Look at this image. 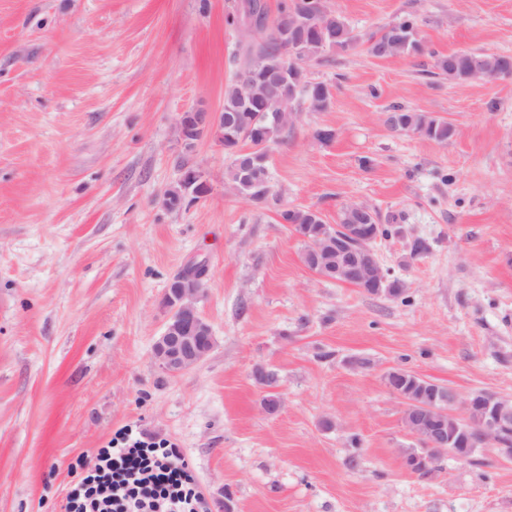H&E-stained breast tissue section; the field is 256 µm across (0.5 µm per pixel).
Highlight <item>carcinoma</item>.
Masks as SVG:
<instances>
[{"label":"carcinoma","mask_w":512,"mask_h":512,"mask_svg":"<svg viewBox=\"0 0 512 512\" xmlns=\"http://www.w3.org/2000/svg\"><path fill=\"white\" fill-rule=\"evenodd\" d=\"M259 27V37L248 36L243 44L244 70H249L257 60L265 64H286L290 62L287 40L275 35L280 30L282 18L292 13L304 15L316 12L317 27L306 33L304 47L311 59H319L328 52L329 46L345 52L361 44L367 45V52L376 58L409 56L421 51L416 39V20L411 15L404 16L394 25H385L377 32L362 40L354 34L348 22L332 13L324 0H280L276 14L271 16L261 0H248ZM436 69L451 81L469 80V71L477 69L484 79L512 77V55L482 54L468 51H455L439 55L435 60ZM309 103L314 110H325L331 102L330 87L324 82H311L307 79L305 67L296 65L291 76L271 83L265 75L252 77L244 84L240 76L224 89V106L221 114L237 118V125L224 128L222 145L224 153L231 158L227 171V183L238 190L239 194L255 198V202L267 200L270 189L268 179V154L263 150H253L259 144L271 145L288 133V127L274 122L273 115L297 110L299 102ZM386 123L398 132L412 133L424 139L440 144L450 141L455 130L443 119L422 112H411L395 107L388 113ZM251 157V168L246 170L238 160L243 156ZM208 193V188L200 176H190L179 180L165 193V206L179 209L187 201L188 195L199 199ZM282 224H308V235L313 237L326 233H342L346 224H368L374 238H388L401 233V227L394 224H381L370 211L357 212L344 208L336 226L317 219L310 220V211L298 208L284 209L279 212ZM396 388L407 392L412 398L425 400L427 389L424 381L418 377L403 379L395 377Z\"/></svg>","instance_id":"cac0c4a2"}]
</instances>
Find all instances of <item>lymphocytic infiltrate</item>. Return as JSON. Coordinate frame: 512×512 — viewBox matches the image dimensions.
<instances>
[{
	"mask_svg": "<svg viewBox=\"0 0 512 512\" xmlns=\"http://www.w3.org/2000/svg\"><path fill=\"white\" fill-rule=\"evenodd\" d=\"M66 512H210L175 445L124 426L87 462Z\"/></svg>",
	"mask_w": 512,
	"mask_h": 512,
	"instance_id": "1",
	"label": "lymphocytic infiltrate"
}]
</instances>
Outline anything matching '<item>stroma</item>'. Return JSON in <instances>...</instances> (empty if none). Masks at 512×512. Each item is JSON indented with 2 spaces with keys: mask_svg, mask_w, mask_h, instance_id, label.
Listing matches in <instances>:
<instances>
[{
  "mask_svg": "<svg viewBox=\"0 0 512 512\" xmlns=\"http://www.w3.org/2000/svg\"><path fill=\"white\" fill-rule=\"evenodd\" d=\"M238 2L0 0V512H65L77 458L128 424L180 448L213 512H512L492 447L428 479L402 468L418 442L385 383L404 369L512 398V77L434 67L512 54V0H327L362 37L415 16L422 50L306 63L332 102L301 104L272 145L262 204L226 184L213 136L188 152L176 134L182 112L222 109ZM395 106L453 139L390 129ZM185 164L210 191L166 209ZM351 204L402 226L374 249L404 298L321 279L278 218L334 225ZM199 258L214 346L173 377L152 358L162 298ZM260 367L279 416L261 410ZM482 79L512 77V55L482 54L468 51H455L439 55L435 60L436 69L451 81H467L469 71L474 69Z\"/></svg>",
  "mask_w": 512,
  "mask_h": 512,
  "instance_id": "35a3bbf8",
  "label": "stroma"
}]
</instances>
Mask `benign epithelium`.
Returning a JSON list of instances; mask_svg holds the SVG:
<instances>
[{
	"instance_id": "1",
	"label": "benign epithelium",
	"mask_w": 512,
	"mask_h": 512,
	"mask_svg": "<svg viewBox=\"0 0 512 512\" xmlns=\"http://www.w3.org/2000/svg\"><path fill=\"white\" fill-rule=\"evenodd\" d=\"M313 17H288V24L281 32L290 41L289 57L292 63L306 64L305 51L300 43L303 29L314 24ZM222 117H214L209 112L192 109L181 113L177 130L182 146H194L188 138L190 129L205 131L221 122ZM310 250L317 253L336 252V264L323 268L319 276L323 279L359 284L380 285L388 280L387 270L381 264L375 250L365 246L363 252L355 254L346 245V240L338 236L336 240L319 241L304 238ZM208 269L203 262H191L171 278L165 290L168 301V319L163 331L152 346V357L158 367L178 375L203 362L213 349L210 340L212 329L200 313L198 303L206 293ZM435 398L446 408L435 405L412 406L407 396H402L404 411L407 412L414 429L411 434L419 441L420 447L407 450L401 455L403 468L424 478L436 472L434 460L448 455L456 460L468 459V448L474 445H494L497 458L505 463L512 462V445L504 440V435L512 430V398L487 392H473L460 399L453 388L436 385ZM460 409L461 413H453ZM449 415L457 422V435H448L439 424V416Z\"/></svg>"
}]
</instances>
